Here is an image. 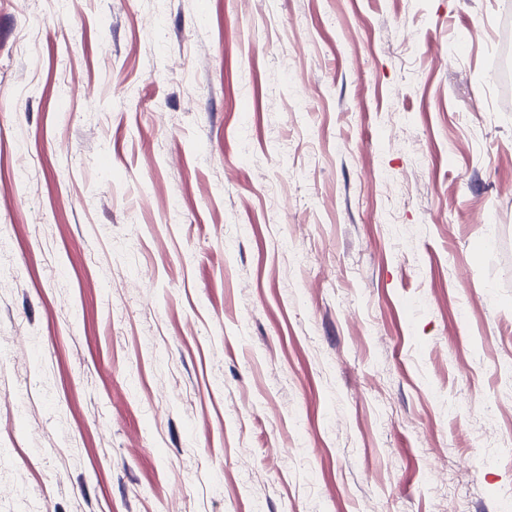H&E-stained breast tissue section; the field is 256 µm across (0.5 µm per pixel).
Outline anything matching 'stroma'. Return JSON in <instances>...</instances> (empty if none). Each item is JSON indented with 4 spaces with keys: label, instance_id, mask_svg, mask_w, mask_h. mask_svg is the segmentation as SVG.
I'll list each match as a JSON object with an SVG mask.
<instances>
[{
    "label": "stroma",
    "instance_id": "1",
    "mask_svg": "<svg viewBox=\"0 0 512 512\" xmlns=\"http://www.w3.org/2000/svg\"><path fill=\"white\" fill-rule=\"evenodd\" d=\"M512 0H0V512H512Z\"/></svg>",
    "mask_w": 512,
    "mask_h": 512
}]
</instances>
